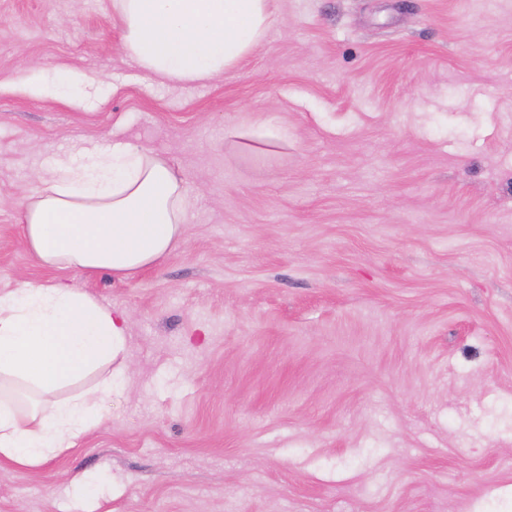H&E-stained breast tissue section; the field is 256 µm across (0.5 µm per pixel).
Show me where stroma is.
<instances>
[{
  "label": "stroma",
  "instance_id": "stroma-1",
  "mask_svg": "<svg viewBox=\"0 0 512 512\" xmlns=\"http://www.w3.org/2000/svg\"><path fill=\"white\" fill-rule=\"evenodd\" d=\"M114 138L181 176V245L40 266L22 198ZM46 280L126 313L127 378L0 461V512H512V0H278L203 85L141 71L112 0H0V290Z\"/></svg>",
  "mask_w": 512,
  "mask_h": 512
}]
</instances>
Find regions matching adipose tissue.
<instances>
[{
  "label": "adipose tissue",
  "mask_w": 512,
  "mask_h": 512,
  "mask_svg": "<svg viewBox=\"0 0 512 512\" xmlns=\"http://www.w3.org/2000/svg\"><path fill=\"white\" fill-rule=\"evenodd\" d=\"M277 0H112L123 50L162 82L205 83L266 38ZM189 201L167 160L137 146L96 143L60 161L21 213L22 244L47 268L123 281L179 245ZM125 316L62 282L0 292V460L36 467L103 420L93 394L111 395L123 371L94 392L44 401L123 358Z\"/></svg>",
  "instance_id": "obj_1"
}]
</instances>
